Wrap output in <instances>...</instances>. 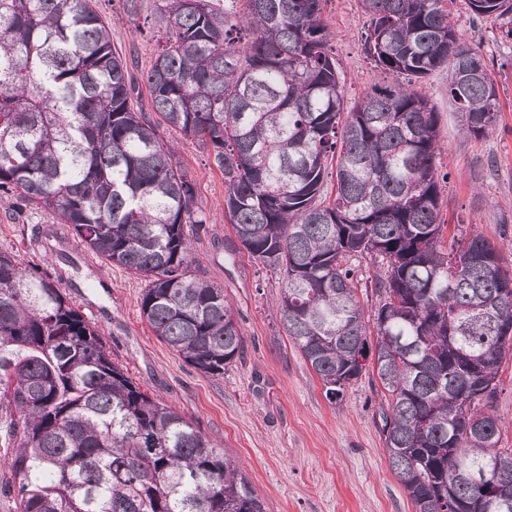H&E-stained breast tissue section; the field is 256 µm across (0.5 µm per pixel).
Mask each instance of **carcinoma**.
<instances>
[{
  "mask_svg": "<svg viewBox=\"0 0 512 512\" xmlns=\"http://www.w3.org/2000/svg\"><path fill=\"white\" fill-rule=\"evenodd\" d=\"M324 2L161 0L143 75L152 117L134 109L133 63L92 0H0V205L17 195L147 281L153 334L221 376L244 339L224 289L193 267L206 217L157 129L200 143L241 246L283 278V329L328 401L377 372L386 450L415 512H512L493 409L512 268L475 231L445 240L439 116L418 90L448 71L462 129L486 137L497 85L457 34L455 0H360L364 49L393 81L350 105ZM468 4L512 39V0ZM354 256L377 264L372 358ZM0 430L16 444L15 512H267L233 460L112 362L55 281L1 251Z\"/></svg>",
  "mask_w": 512,
  "mask_h": 512,
  "instance_id": "cac0c4a2",
  "label": "carcinoma"
}]
</instances>
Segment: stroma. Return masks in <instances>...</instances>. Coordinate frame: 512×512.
<instances>
[{
    "instance_id": "stroma-1",
    "label": "stroma",
    "mask_w": 512,
    "mask_h": 512,
    "mask_svg": "<svg viewBox=\"0 0 512 512\" xmlns=\"http://www.w3.org/2000/svg\"><path fill=\"white\" fill-rule=\"evenodd\" d=\"M139 16L123 0H93L112 27V43L149 67L161 29L156 0H142ZM457 29L480 45L496 81L501 112L496 133L465 134L448 103V73L419 86L440 115L438 170L447 182L441 213L448 234L477 230L512 267V41L497 22L473 19L467 0L453 5ZM323 17L331 55L348 101L391 83L364 50L359 0H327ZM180 145L179 161L196 182L207 222L192 239L200 277L223 288L244 336L242 356L213 377L188 364L152 333L140 313L141 278L107 264L35 206L0 209V251L35 264L59 281L72 305L94 324L113 362L142 390L191 421L237 463L270 512H414L393 472L381 433L385 405L376 374L363 371L338 403L322 384L280 320L281 283L240 245L224 215V176L209 152L180 132L160 127Z\"/></svg>"
}]
</instances>
